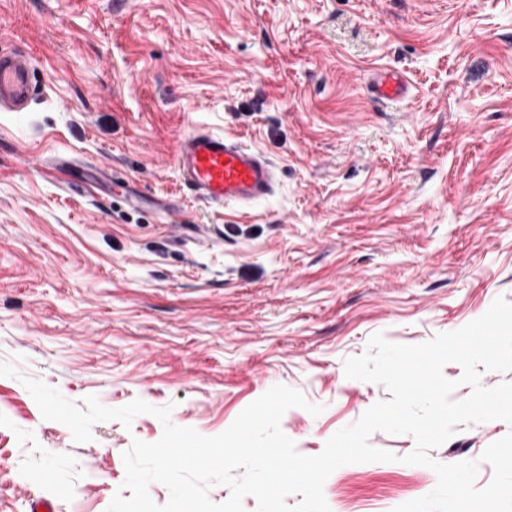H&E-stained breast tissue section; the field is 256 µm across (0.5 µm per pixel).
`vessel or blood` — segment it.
Returning <instances> with one entry per match:
<instances>
[{
    "mask_svg": "<svg viewBox=\"0 0 512 512\" xmlns=\"http://www.w3.org/2000/svg\"><path fill=\"white\" fill-rule=\"evenodd\" d=\"M31 58L23 52H0V107L11 112L26 109L33 95ZM375 100L393 104L406 97L407 84L393 70L377 71L371 83ZM175 166L180 180L201 200L241 209L272 195L278 168L260 151L223 135L195 128L180 139Z\"/></svg>",
    "mask_w": 512,
    "mask_h": 512,
    "instance_id": "vessel-or-blood-1",
    "label": "vessel or blood"
}]
</instances>
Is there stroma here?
<instances>
[{
  "label": "stroma",
  "mask_w": 512,
  "mask_h": 512,
  "mask_svg": "<svg viewBox=\"0 0 512 512\" xmlns=\"http://www.w3.org/2000/svg\"><path fill=\"white\" fill-rule=\"evenodd\" d=\"M12 48L34 95L0 112V360L20 372L0 377V512H105L123 452L163 433L143 414L74 442L21 376L205 436L285 385L323 408L281 420L310 456L385 398L344 372L371 335L419 344L512 301V0H0ZM377 68L408 80L397 107ZM195 127L273 160L274 193L200 201L174 167ZM511 431L461 424L431 455L479 460ZM436 483L349 464L324 496L393 512ZM373 98L383 104H394L406 97L408 87L403 76L393 70H378L371 83Z\"/></svg>",
  "instance_id": "stroma-1"
}]
</instances>
